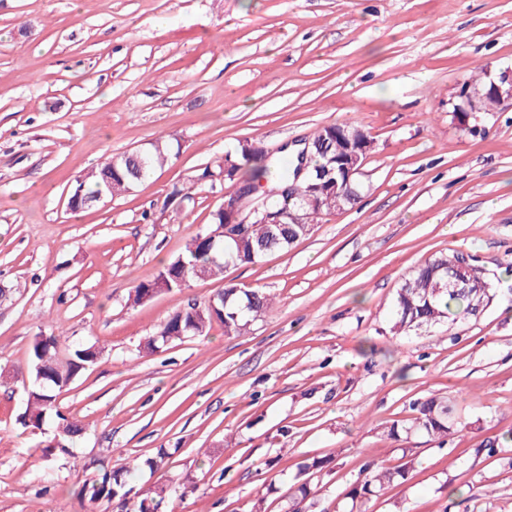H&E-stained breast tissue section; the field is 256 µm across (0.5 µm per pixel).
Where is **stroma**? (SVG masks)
<instances>
[{"label":"stroma","instance_id":"35a3bbf8","mask_svg":"<svg viewBox=\"0 0 512 512\" xmlns=\"http://www.w3.org/2000/svg\"><path fill=\"white\" fill-rule=\"evenodd\" d=\"M485 63L512 67V0H0V512H88L79 490L102 467L141 496L176 487L167 512H285L313 458L332 462L313 512H349L371 460L409 475L367 512H512V446L476 452L512 429V106L476 134L453 110ZM332 123L374 139L358 204L288 252L130 305L223 203L199 168L243 140L297 151ZM158 142L168 162L132 192L68 209L76 178ZM453 252L495 298L394 333L405 276ZM228 283L272 310L141 352ZM50 335L99 350L57 398L83 427L63 450L56 423L21 420ZM434 395L461 427L443 445L409 428Z\"/></svg>","mask_w":512,"mask_h":512}]
</instances>
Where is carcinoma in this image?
<instances>
[{"instance_id": "1", "label": "carcinoma", "mask_w": 512, "mask_h": 512, "mask_svg": "<svg viewBox=\"0 0 512 512\" xmlns=\"http://www.w3.org/2000/svg\"><path fill=\"white\" fill-rule=\"evenodd\" d=\"M310 142L323 145L334 144L336 157H342L348 146H358L371 151L374 147L373 138L365 130L340 124H330L318 128L310 137ZM167 148L157 143L148 151L112 156L100 167L87 176L80 178L70 187L68 199L70 209L79 211L87 205L113 199L129 192L141 183L156 168L168 162ZM230 164L224 170V164ZM308 171L312 180L295 181L297 169L286 166L279 167V180L267 184L266 175L274 162L270 161L269 149L259 141H240L231 151L224 154L221 162L206 166L197 179L211 177L209 183L214 184V175L227 173L224 186L230 188L240 182L246 187H260L264 199L272 210H282L286 217L283 223L249 224L247 233L238 241H224L220 238L211 240L210 232L224 223V212L217 209L212 214V222L208 229L193 235L183 252L166 264L151 280L138 283L129 293L133 304L147 301L151 289L163 283L169 290H181L188 287L194 279L193 272L186 277L175 279L173 271L185 261L189 268L202 265L208 275L217 276L224 273L229 266H245L257 263L272 252H286L298 240L309 236L314 224L320 216L341 211L353 206L360 198V185L356 180L346 186L336 196V206L319 204L317 197L324 196L327 187L316 192H309L308 183L320 184L318 174L325 163L324 155L314 154L308 160ZM295 186L294 198H289L284 189ZM455 277L466 284L464 288L449 286L450 278ZM493 281L478 266L464 259V255L441 254L430 258L415 267L404 278L397 289L394 303V328L397 330H413L440 323L453 316L472 315L478 306L489 301L493 296ZM216 308H211L208 301L191 300L182 309L167 317L162 325L160 337H150L143 350L152 353L174 339L185 336H200L213 324L224 327V334H239L249 325L250 320L273 308V297L257 289H240L235 284L224 286V300H215ZM98 352L92 347L61 349L55 336H41L32 347L30 374L36 376L37 366H42L44 377L32 382L27 393L26 408L22 416L23 424L39 427L47 417L60 416L56 409L55 391L69 385L75 378L95 363ZM416 416L411 428L425 433L440 441H445L455 426L453 406L448 401L430 397L415 406ZM326 461L312 459L299 467L296 482L293 484L288 499L286 512H309L312 495L311 476L322 472ZM408 469L388 467L372 460L361 469L359 476L350 484L347 498L353 504L362 506L380 496L383 491L400 485L407 480ZM130 491L128 482L118 471L101 470L86 481L80 495L91 504L106 501L112 504L116 512H147L168 499V487H158L154 495L146 496L136 504L137 510L129 508Z\"/></svg>"}]
</instances>
